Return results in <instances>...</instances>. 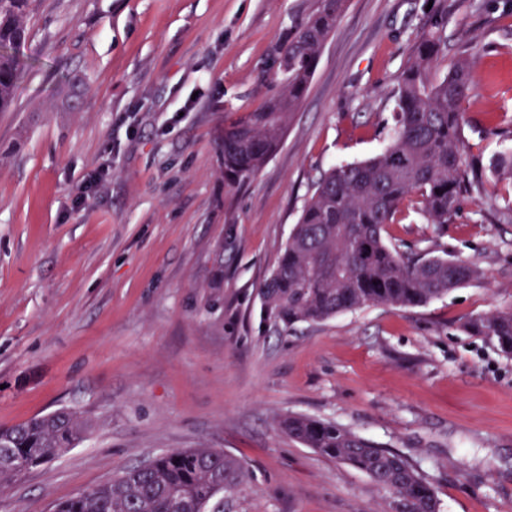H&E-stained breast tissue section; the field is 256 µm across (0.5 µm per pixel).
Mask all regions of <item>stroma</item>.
<instances>
[{"instance_id": "obj_1", "label": "stroma", "mask_w": 512, "mask_h": 512, "mask_svg": "<svg viewBox=\"0 0 512 512\" xmlns=\"http://www.w3.org/2000/svg\"><path fill=\"white\" fill-rule=\"evenodd\" d=\"M425 0H347L285 137L224 185V118L280 92L276 50L317 0H30L27 64L0 112V428L60 408L92 422L0 491L53 512L166 451L221 448L244 483L222 512H383L362 472L288 439L336 422L402 454L440 512H512V356L461 328L512 305V223L485 181L442 227L389 228L481 279L415 308L264 328L260 288L313 184L389 139ZM469 57L466 160L512 143V0H440ZM108 166L87 197L79 188Z\"/></svg>"}]
</instances>
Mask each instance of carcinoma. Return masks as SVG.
Listing matches in <instances>:
<instances>
[{
	"label": "carcinoma",
	"mask_w": 512,
	"mask_h": 512,
	"mask_svg": "<svg viewBox=\"0 0 512 512\" xmlns=\"http://www.w3.org/2000/svg\"><path fill=\"white\" fill-rule=\"evenodd\" d=\"M346 0H319L277 49L283 89L259 108L224 124V181L256 175L280 145ZM28 0H0V44H21ZM448 23L439 7L425 13L393 93V136L376 155L339 165L313 187L286 246L260 291L261 314L280 332L374 305L422 307L482 275L480 266L446 252L412 254L388 228L411 214L446 224L481 185L465 159L464 104L476 90L471 61L446 57ZM23 72L17 53H0V111L10 107ZM489 176L512 185V146L490 163ZM462 328L512 355V306L470 317ZM282 431L321 456L366 474L385 493V512H439L433 487L401 454L380 448L333 421L288 416ZM91 428L62 409L0 429V487L72 447ZM246 478L240 460L222 449L160 454L149 464L86 489L55 512H207L217 494Z\"/></svg>",
	"instance_id": "obj_1"
}]
</instances>
